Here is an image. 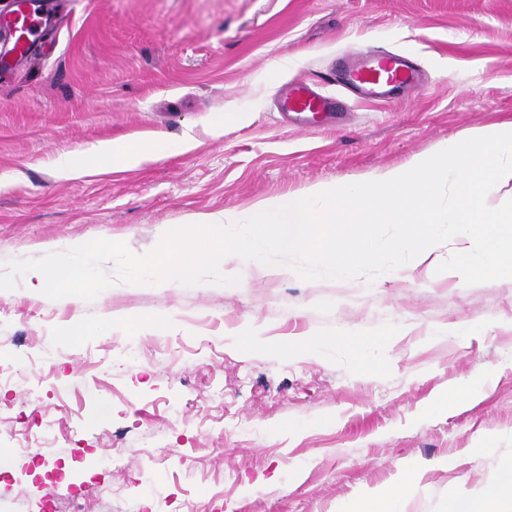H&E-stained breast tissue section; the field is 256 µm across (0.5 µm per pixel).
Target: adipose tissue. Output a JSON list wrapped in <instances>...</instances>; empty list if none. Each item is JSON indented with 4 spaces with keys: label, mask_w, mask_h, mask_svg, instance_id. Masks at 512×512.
<instances>
[{
    "label": "adipose tissue",
    "mask_w": 512,
    "mask_h": 512,
    "mask_svg": "<svg viewBox=\"0 0 512 512\" xmlns=\"http://www.w3.org/2000/svg\"><path fill=\"white\" fill-rule=\"evenodd\" d=\"M175 143L156 136L147 141H132L118 145H102L93 153L72 152L56 161L59 174L67 177L82 176L93 163L104 161L115 165H134L146 156H164L176 151ZM507 476L488 485L475 497L459 498L449 502L448 512H512V462L506 466Z\"/></svg>",
    "instance_id": "ef3b65f1"
}]
</instances>
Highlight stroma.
<instances>
[{"instance_id": "obj_1", "label": "stroma", "mask_w": 512, "mask_h": 512, "mask_svg": "<svg viewBox=\"0 0 512 512\" xmlns=\"http://www.w3.org/2000/svg\"><path fill=\"white\" fill-rule=\"evenodd\" d=\"M356 46L429 81L347 96L330 75ZM303 82L347 124L284 121ZM227 110L244 121L215 133ZM509 120L512 0H73L42 58L0 75V273L75 241L144 255L165 226L362 180ZM156 134L189 147L56 171ZM454 252L370 283L266 266L224 288L118 281L90 303L0 293V512H350L408 464L405 512H448L512 458V279L437 273ZM105 314L106 333L87 332ZM462 321L468 335H443ZM344 329L386 338L355 356L330 341Z\"/></svg>"}]
</instances>
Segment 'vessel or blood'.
Masks as SVG:
<instances>
[{
	"instance_id": "vessel-or-blood-1",
	"label": "vessel or blood",
	"mask_w": 512,
	"mask_h": 512,
	"mask_svg": "<svg viewBox=\"0 0 512 512\" xmlns=\"http://www.w3.org/2000/svg\"><path fill=\"white\" fill-rule=\"evenodd\" d=\"M53 10V5L41 4L40 0H16L11 14L0 19V30L10 34L18 58L30 57L31 46L42 35ZM351 55L355 64L338 70L336 79L352 93L388 97L421 85L416 69L402 57L361 47L352 49ZM287 106L292 112L307 113L315 119L332 109L329 102L303 85L294 86Z\"/></svg>"
}]
</instances>
